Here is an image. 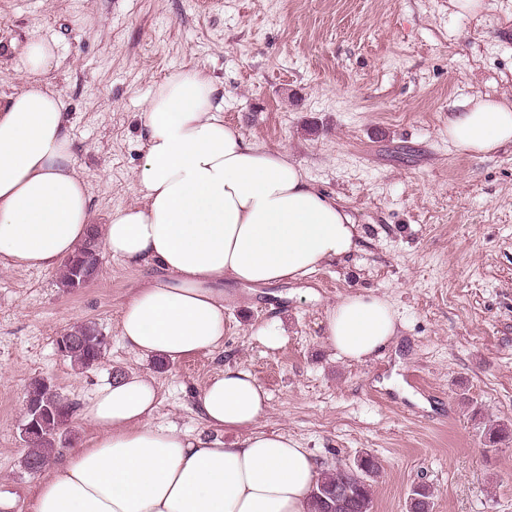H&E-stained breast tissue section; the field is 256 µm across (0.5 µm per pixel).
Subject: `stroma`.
<instances>
[{
  "label": "stroma",
  "mask_w": 512,
  "mask_h": 512,
  "mask_svg": "<svg viewBox=\"0 0 512 512\" xmlns=\"http://www.w3.org/2000/svg\"><path fill=\"white\" fill-rule=\"evenodd\" d=\"M461 16L448 0H0V103L18 90L14 59L31 37L57 44L48 75L65 102L76 169L103 229L141 202V118L169 71L198 67L224 120L287 151L360 224L362 249L302 282L225 285L224 344L176 362L131 350L120 320L154 264L104 256L84 287L60 269L0 260V500L32 512L36 477L20 436L37 379L83 403L114 375L153 381L156 428L206 429L196 399L227 367L269 396L259 427L287 433L323 469L374 456L372 512H512V146L478 159L448 145V117L474 97H512V0ZM388 300L396 339L373 359L340 357L325 312L343 296ZM283 322L268 346L259 331ZM95 324L100 363L81 369L56 339ZM504 425L489 440L487 421Z\"/></svg>",
  "instance_id": "1"
}]
</instances>
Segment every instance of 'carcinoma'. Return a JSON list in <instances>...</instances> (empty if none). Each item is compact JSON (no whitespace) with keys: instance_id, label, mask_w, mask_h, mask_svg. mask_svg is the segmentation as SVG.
Wrapping results in <instances>:
<instances>
[{"instance_id":"carcinoma-1","label":"carcinoma","mask_w":512,"mask_h":512,"mask_svg":"<svg viewBox=\"0 0 512 512\" xmlns=\"http://www.w3.org/2000/svg\"><path fill=\"white\" fill-rule=\"evenodd\" d=\"M101 253L97 234L92 232L65 263L62 287L76 289L89 282L99 271ZM56 346L62 357L89 369L102 358L106 337L94 326L84 324L64 332ZM27 400L38 409L36 413H26L24 418L29 451L23 458V466L30 470L36 464L41 468L47 465L54 450L56 431L72 415L73 405L41 379L30 384ZM379 473L380 465L370 455L360 457L351 465L321 473L311 491L308 512H371V480ZM432 497L428 486L414 487L409 512H432Z\"/></svg>"}]
</instances>
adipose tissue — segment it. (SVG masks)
Segmentation results:
<instances>
[{
    "label": "adipose tissue",
    "mask_w": 512,
    "mask_h": 512,
    "mask_svg": "<svg viewBox=\"0 0 512 512\" xmlns=\"http://www.w3.org/2000/svg\"><path fill=\"white\" fill-rule=\"evenodd\" d=\"M58 62L53 42L30 40L14 64L24 84L0 106V259L37 269L72 256L92 221L65 104L45 80ZM223 110L213 79L182 67L155 86L143 114L134 183L144 201L114 208L104 230L112 256L163 271L124 307L121 336L138 353L176 362L216 350L225 283L298 281L359 248L352 215L287 153L225 124ZM448 143L476 157L512 145V100H471L449 117ZM396 332L379 297L349 294L326 313L328 344L351 361L370 359ZM267 402L246 370L208 381L198 406L208 426L237 432L227 446L153 427V384L117 378L80 409L93 434L39 473L32 512H307L321 466L288 434L258 430Z\"/></svg>",
    "instance_id": "1"
}]
</instances>
